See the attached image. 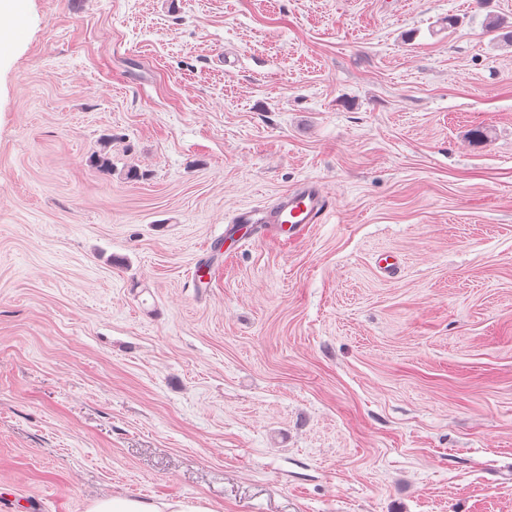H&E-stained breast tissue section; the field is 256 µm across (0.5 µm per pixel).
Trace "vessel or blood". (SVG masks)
Returning <instances> with one entry per match:
<instances>
[{"instance_id":"b4317fda","label":"vessel or blood","mask_w":512,"mask_h":512,"mask_svg":"<svg viewBox=\"0 0 512 512\" xmlns=\"http://www.w3.org/2000/svg\"><path fill=\"white\" fill-rule=\"evenodd\" d=\"M331 206L321 182L306 179L282 194L268 208L238 210L224 229V240L239 243L274 228L291 240L309 233L313 225L323 223Z\"/></svg>"}]
</instances>
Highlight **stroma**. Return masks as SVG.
I'll use <instances>...</instances> for the list:
<instances>
[{
  "mask_svg": "<svg viewBox=\"0 0 512 512\" xmlns=\"http://www.w3.org/2000/svg\"><path fill=\"white\" fill-rule=\"evenodd\" d=\"M19 3L0 512H512V0ZM307 178L325 223L211 262ZM86 512H213L208 501L170 499L145 501L127 496H112L91 502Z\"/></svg>",
  "mask_w": 512,
  "mask_h": 512,
  "instance_id": "stroma-1",
  "label": "stroma"
}]
</instances>
